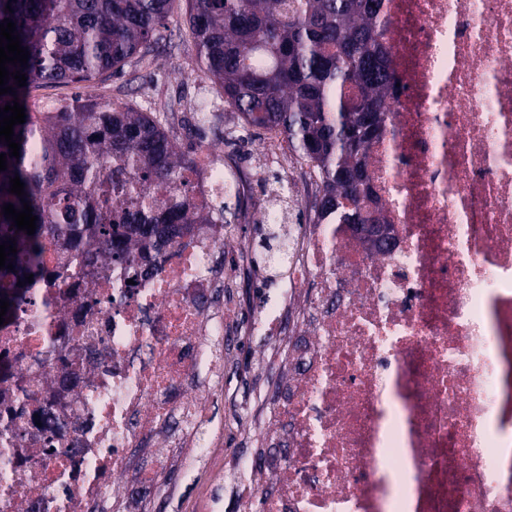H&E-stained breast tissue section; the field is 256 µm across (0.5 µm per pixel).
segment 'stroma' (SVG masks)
<instances>
[{
  "label": "stroma",
  "mask_w": 512,
  "mask_h": 512,
  "mask_svg": "<svg viewBox=\"0 0 512 512\" xmlns=\"http://www.w3.org/2000/svg\"><path fill=\"white\" fill-rule=\"evenodd\" d=\"M196 47L190 36L185 0H176L173 10L160 30V39L153 53L133 59L122 74L93 84L89 92L115 103H132L144 112L169 111V125L180 150L196 155L203 144H217L225 162L236 166L252 179L254 196H273L282 188L281 162L269 159L262 152L267 140L266 130L248 125L233 107H225L224 119L218 125L201 122L194 109L216 95L209 81L196 71ZM247 217L239 227L234 242L226 244L216 256L218 265L232 270L233 283L224 290V302L236 306L238 320L259 315L263 303L274 292L283 275L282 269L265 267L261 273L244 268V254H257L269 233L268 225L250 216V201H243ZM288 325L265 326L260 335L241 338L229 347L231 359L224 378L249 399L256 413H263L278 402L280 369L265 363L264 358L288 337ZM217 414L224 417V445L216 449L215 461L226 464L228 457L261 455L262 448L253 437L250 422L241 420L234 405H220ZM145 499L149 512H204L203 496L192 475L176 479L170 490L155 491L146 485Z\"/></svg>",
  "instance_id": "obj_1"
}]
</instances>
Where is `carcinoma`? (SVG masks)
<instances>
[{
    "mask_svg": "<svg viewBox=\"0 0 512 512\" xmlns=\"http://www.w3.org/2000/svg\"><path fill=\"white\" fill-rule=\"evenodd\" d=\"M175 0H0V24L16 23L27 77L0 95V109L32 87L103 82L149 53ZM201 76L244 121L278 129L316 177L323 207L314 217L346 223L361 209V158L384 120L394 89L373 18L380 0H187ZM11 10H6V6ZM14 126L20 157L0 171V208L28 202L35 233L0 213V244L16 240L0 269V299H22L25 276L48 275L45 242L61 237L79 266L150 262L172 231L213 224L191 203L193 157L169 130L131 105L84 93L55 112L25 111ZM18 176L24 195L9 193ZM23 286H17V282Z\"/></svg>",
    "mask_w": 512,
    "mask_h": 512,
    "instance_id": "1",
    "label": "carcinoma"
}]
</instances>
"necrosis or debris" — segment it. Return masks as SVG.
<instances>
[{
	"label": "necrosis or debris",
	"instance_id": "4bbe7bcc",
	"mask_svg": "<svg viewBox=\"0 0 512 512\" xmlns=\"http://www.w3.org/2000/svg\"><path fill=\"white\" fill-rule=\"evenodd\" d=\"M397 88L366 145L369 203L392 229L373 246L347 224L288 227V279L261 321L296 312L299 346L273 361L287 397L260 437L288 448L237 460L262 512H512V0H381L374 18ZM193 200L248 182L213 146ZM232 224H197L157 266L48 269L0 323V512H126L128 451L182 426L186 468L224 445V273ZM206 389L184 390L197 373Z\"/></svg>",
	"mask_w": 512,
	"mask_h": 512
}]
</instances>
